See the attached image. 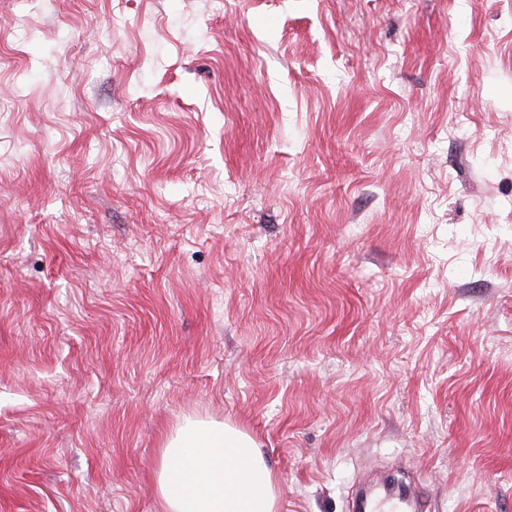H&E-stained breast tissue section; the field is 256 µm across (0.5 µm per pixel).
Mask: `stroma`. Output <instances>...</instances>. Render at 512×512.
I'll use <instances>...</instances> for the list:
<instances>
[{"instance_id":"stroma-1","label":"stroma","mask_w":512,"mask_h":512,"mask_svg":"<svg viewBox=\"0 0 512 512\" xmlns=\"http://www.w3.org/2000/svg\"><path fill=\"white\" fill-rule=\"evenodd\" d=\"M187 417L512 512V0H0V512H158Z\"/></svg>"}]
</instances>
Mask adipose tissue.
<instances>
[{
	"label": "adipose tissue",
	"mask_w": 512,
	"mask_h": 512,
	"mask_svg": "<svg viewBox=\"0 0 512 512\" xmlns=\"http://www.w3.org/2000/svg\"><path fill=\"white\" fill-rule=\"evenodd\" d=\"M158 512H278V485L257 441L225 423L184 418L163 444Z\"/></svg>",
	"instance_id": "adipose-tissue-1"
}]
</instances>
